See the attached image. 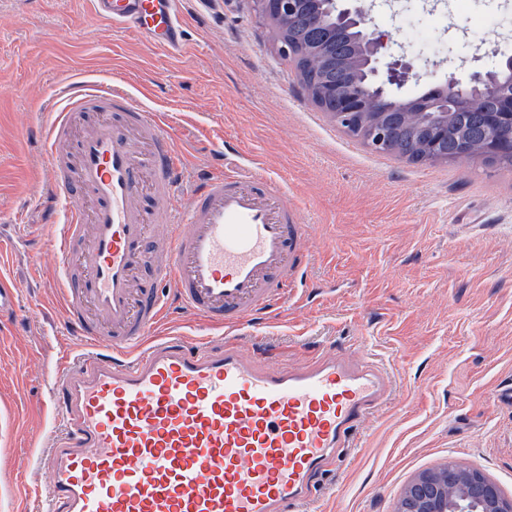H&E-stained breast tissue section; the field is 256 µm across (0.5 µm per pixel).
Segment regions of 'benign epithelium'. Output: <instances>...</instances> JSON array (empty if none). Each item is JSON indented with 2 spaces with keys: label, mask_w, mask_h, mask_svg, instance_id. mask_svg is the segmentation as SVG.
<instances>
[{
  "label": "benign epithelium",
  "mask_w": 512,
  "mask_h": 512,
  "mask_svg": "<svg viewBox=\"0 0 512 512\" xmlns=\"http://www.w3.org/2000/svg\"><path fill=\"white\" fill-rule=\"evenodd\" d=\"M255 18L271 14L285 27L294 22L295 0H250ZM325 13L336 16V31H353L349 49L336 44V51L324 57L327 68L336 73V83L324 88L304 87L306 97L315 106L333 102L336 121L353 128L357 116L367 112H387L390 126L372 129L365 145L381 151L389 141L391 127L403 125L422 113L420 121L432 147L448 141V125L459 112H476L479 104L491 103L483 122L484 140L480 151L490 154L512 152V137L504 141L500 128L512 124V93L504 87L512 84V57L496 70L474 72L466 83L448 76L451 89H433L415 98H398L390 87L410 79L420 80L413 64L390 52L385 33L367 26L365 13L354 5L329 0ZM413 499L411 512H512V499L505 498L497 486L480 471L459 465L444 467L416 478L406 489Z\"/></svg>",
  "instance_id": "1"
}]
</instances>
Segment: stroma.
Here are the masks:
<instances>
[{
    "label": "stroma",
    "mask_w": 512,
    "mask_h": 512,
    "mask_svg": "<svg viewBox=\"0 0 512 512\" xmlns=\"http://www.w3.org/2000/svg\"><path fill=\"white\" fill-rule=\"evenodd\" d=\"M424 7L446 17L444 50H406L423 78L397 95L503 59L499 32L458 53L467 19L454 0ZM181 10L186 40L170 56L98 20L90 0H0V276L18 295L0 313V512H34L50 373L82 345L58 288L43 131L60 86L117 74L172 124L192 172L257 166L299 204L311 241L300 300L240 326L250 352L285 367L333 347L394 372L389 408L321 477L317 512H396L416 476L451 461L512 498V407L493 397L512 384V170L371 152L307 100L249 0H183Z\"/></svg>",
    "instance_id": "1"
}]
</instances>
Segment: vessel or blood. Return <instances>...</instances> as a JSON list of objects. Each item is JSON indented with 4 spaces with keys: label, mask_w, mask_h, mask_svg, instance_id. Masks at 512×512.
<instances>
[{
    "label": "vessel or blood",
    "mask_w": 512,
    "mask_h": 512,
    "mask_svg": "<svg viewBox=\"0 0 512 512\" xmlns=\"http://www.w3.org/2000/svg\"><path fill=\"white\" fill-rule=\"evenodd\" d=\"M93 13L178 50L179 0H91ZM44 132L60 291L83 341L55 365L43 512H312L394 382L371 359L327 352L279 367L237 340L158 334L171 304L237 329L290 300L308 235L260 168L187 176L172 127L117 86L64 85ZM171 285L172 295L160 292Z\"/></svg>",
    "instance_id": "obj_1"
}]
</instances>
